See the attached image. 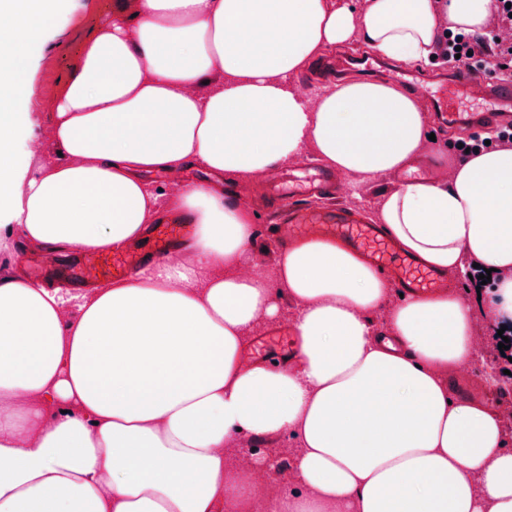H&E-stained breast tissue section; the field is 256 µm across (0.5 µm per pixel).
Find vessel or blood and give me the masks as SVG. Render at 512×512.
Instances as JSON below:
<instances>
[{"mask_svg": "<svg viewBox=\"0 0 512 512\" xmlns=\"http://www.w3.org/2000/svg\"><path fill=\"white\" fill-rule=\"evenodd\" d=\"M430 99L443 126L484 128L512 122L506 106L512 105V79L487 81L478 70L460 66L452 82L438 86ZM336 176L330 170H292L270 184L265 201L272 222L267 230L281 246L313 232L339 241L377 268L394 288L406 296L432 293L448 286L447 275L424 269L411 255L400 251L381 225L369 223L352 208L317 204V197L333 194ZM191 223L182 214H166L146 230L145 239L133 240L112 255L83 254L68 273L79 288L94 282L126 277L156 261L190 238ZM292 347L288 328L279 325L255 338L245 347L243 357L263 362L270 358L287 361Z\"/></svg>", "mask_w": 512, "mask_h": 512, "instance_id": "vessel-or-blood-1", "label": "vessel or blood"}]
</instances>
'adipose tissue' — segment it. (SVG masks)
I'll return each mask as SVG.
<instances>
[{"label":"adipose tissue","instance_id":"ef3b65f1","mask_svg":"<svg viewBox=\"0 0 512 512\" xmlns=\"http://www.w3.org/2000/svg\"><path fill=\"white\" fill-rule=\"evenodd\" d=\"M63 0H0V263L21 243L108 252L159 206L195 226L187 255L88 291L0 277V512H512L500 412L454 398L478 323H512V147L482 150L444 182L385 191L376 223L452 275L494 274L479 302H395L377 270L318 236L250 271L254 216L213 183L160 199L149 171L198 165L254 179L311 152L365 186L422 155L427 113L388 82L308 97L296 77L361 38L428 61L446 29L486 33L493 0H137L135 21L93 28L50 106L49 163H15L14 104ZM296 307L291 363L250 364L247 339ZM382 313L384 330L371 314ZM289 435L294 485L274 463H231L242 437Z\"/></svg>","mask_w":512,"mask_h":512}]
</instances>
